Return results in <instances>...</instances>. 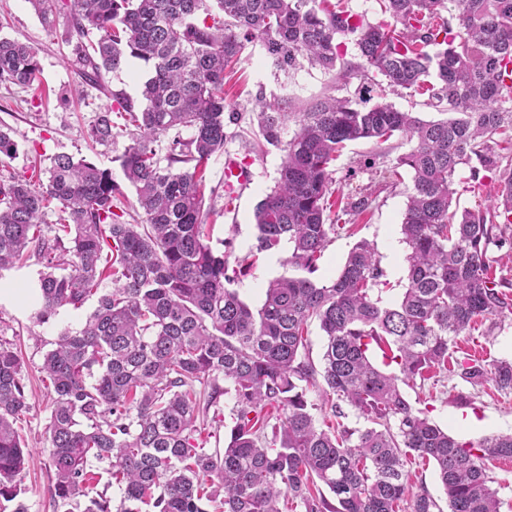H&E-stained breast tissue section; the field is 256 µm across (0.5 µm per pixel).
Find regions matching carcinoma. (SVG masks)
<instances>
[{
    "mask_svg": "<svg viewBox=\"0 0 512 512\" xmlns=\"http://www.w3.org/2000/svg\"><path fill=\"white\" fill-rule=\"evenodd\" d=\"M43 25L71 18L67 43L86 83L136 58L150 70L142 99L112 93L89 139L109 147L124 120L120 157L141 223L112 210V172L68 153L29 177L0 181V270L32 256L42 265L35 319L97 305L78 330L60 333L43 360L49 380V461L64 512H443L413 491L408 458L433 462L448 512H500L488 462L512 459V433L458 439L431 421L403 387L447 371L477 389L512 392V359L453 357L479 318L491 336L512 320L511 288L491 277V248L512 245V0H376L370 22L330 0H27ZM447 11L450 18L441 17ZM262 42L273 64L302 57L337 79L358 76L379 101L327 96L300 112L282 97L256 99L264 142L283 146L279 178L255 209L258 253L288 240L287 263L304 272L270 282L252 310L232 288L227 252L210 245L205 169L224 149L226 70ZM357 54L345 59V41ZM39 63L27 45L0 38V84L30 88ZM426 89L443 118L425 121L385 101L388 89ZM294 124L281 144V129ZM190 132L183 138V131ZM414 143L391 173L412 187L401 224L407 285L385 302L374 244L362 240L336 278L317 284L327 243L360 216L362 196L336 217L332 166L349 142ZM169 140L164 161L153 144ZM18 145L0 128V157ZM467 166L493 184V203L453 207ZM61 215L54 225L47 210ZM113 288L98 294L105 272ZM326 336L322 369L308 356V326ZM382 352V363L373 359ZM322 377L320 399L308 388ZM228 395L233 426L224 448L192 444L210 407ZM350 408L362 428L340 419ZM29 408L21 358L0 343V512H26L19 497L29 452L15 424ZM323 425H317L318 419ZM108 465L122 491L111 509L91 471Z\"/></svg>",
    "mask_w": 512,
    "mask_h": 512,
    "instance_id": "cac0c4a2",
    "label": "carcinoma"
}]
</instances>
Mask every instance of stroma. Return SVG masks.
Segmentation results:
<instances>
[{"instance_id": "stroma-1", "label": "stroma", "mask_w": 512, "mask_h": 512, "mask_svg": "<svg viewBox=\"0 0 512 512\" xmlns=\"http://www.w3.org/2000/svg\"><path fill=\"white\" fill-rule=\"evenodd\" d=\"M69 24L68 12L59 11L55 14L54 28L46 29L28 0H0V37L24 42L35 51L40 66L39 81L47 92L43 100L37 101L26 89L0 85V125L11 128L19 145L16 158L0 160V180L24 175L34 158L41 155L67 152L84 157L111 171L120 188L114 204L130 220L138 214L136 194L120 165V156L129 138L122 133L112 147L94 148L87 140V131L97 113L110 103L107 90H120L132 98H140L148 69L142 61L131 58L122 70L105 75L104 89L86 85L71 63V48L65 40ZM361 85L357 77L345 83L334 82L331 75L305 62L286 71L277 69L258 41L247 46L235 75L226 81L227 109L238 113L239 121L228 126L229 137L223 152L210 158L207 183L223 185L224 155L228 152L251 157L254 181L238 200L231 202L220 194L207 201L206 207L211 211L208 218L212 226L210 244L217 250L231 247L233 259L241 263L235 287L252 309L260 308L270 281L295 273L294 268L285 263L288 245H281L279 250L270 253L256 255L252 252L256 235L255 208L274 187L283 158L282 150L270 145L260 152L252 149L258 133L255 97L262 93L288 98L292 111L296 112L327 94L339 98L357 97ZM62 91L76 94L69 106H61L57 100ZM410 148V143L402 140L384 144L361 140L350 143L345 149L332 175L334 187L345 195L370 191L374 202L365 214L355 218L350 230L333 237L313 275L315 282L325 283L337 276L352 247L366 239L375 243L381 266L392 285L391 291L384 295L385 300L399 297L407 283L401 224L411 177L406 174L401 181H393L390 168L395 159ZM41 269V264L32 259L0 271V342L12 344L21 357L23 383L30 404L16 424L30 452L22 474L20 499L27 512H61L49 467L48 390L42 380L41 367L60 332L81 328L96 302L91 299L80 309L67 307L47 322H35L31 294ZM455 355L487 360L512 358V326L488 338L477 333L460 337ZM457 384V379L447 376L426 385L423 391L407 390L406 396L412 401L423 400L432 421L452 436L477 440L492 433L512 432V394L498 391L493 384H485L474 394L475 412L468 414L452 402Z\"/></svg>"}]
</instances>
